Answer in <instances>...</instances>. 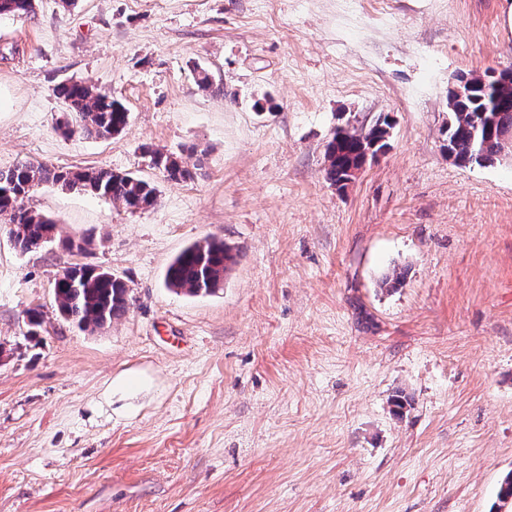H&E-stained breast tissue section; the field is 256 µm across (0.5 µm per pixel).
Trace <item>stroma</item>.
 I'll list each match as a JSON object with an SVG mask.
<instances>
[{"instance_id": "35a3bbf8", "label": "stroma", "mask_w": 512, "mask_h": 512, "mask_svg": "<svg viewBox=\"0 0 512 512\" xmlns=\"http://www.w3.org/2000/svg\"><path fill=\"white\" fill-rule=\"evenodd\" d=\"M510 68L512 0H35L0 17V168L159 190L131 214L45 185L27 205L59 242L23 254L0 233V512H512V156L446 147L455 76ZM68 80L120 99L126 129L61 135ZM383 115L386 152L331 186L336 125ZM147 145L202 167L170 182ZM79 236L86 252L62 246ZM207 237L237 249L223 290L166 288ZM76 263L133 298L94 334L54 310ZM395 266L405 283L382 289ZM121 376L137 386L100 409Z\"/></svg>"}]
</instances>
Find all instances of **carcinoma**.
<instances>
[{"label":"carcinoma","mask_w":512,"mask_h":512,"mask_svg":"<svg viewBox=\"0 0 512 512\" xmlns=\"http://www.w3.org/2000/svg\"><path fill=\"white\" fill-rule=\"evenodd\" d=\"M34 9L35 0H0V16H28ZM465 79L471 83L469 94L460 100L448 96V149L460 163H490L503 153L505 140L512 139V106L501 112L493 105L495 96L512 103V79L499 82L485 73L480 77H457L459 81ZM54 94L65 106L57 129L66 137L78 132L106 140L119 135L129 123L124 104L88 82H62L54 88ZM389 128L391 124L385 119L380 127H353L344 135H333L326 148L327 180L340 190L346 188L347 170L362 160L371 144H376L378 150L387 146L384 137ZM144 152L150 164L174 183L193 180L201 166L199 161L190 165L159 148L146 146ZM48 184L91 193L129 213L153 208L159 199L154 184L132 173L71 171L29 160L0 168V218L21 253L30 252V245L44 237L56 240V222L25 205L31 192ZM234 263L233 248L223 239L195 241L171 260L164 283L174 292L192 297L213 295L224 288V278ZM53 295L58 315L90 334L123 317L131 301L129 288L121 278L88 264L65 268L55 279Z\"/></svg>","instance_id":"cac0c4a2"}]
</instances>
